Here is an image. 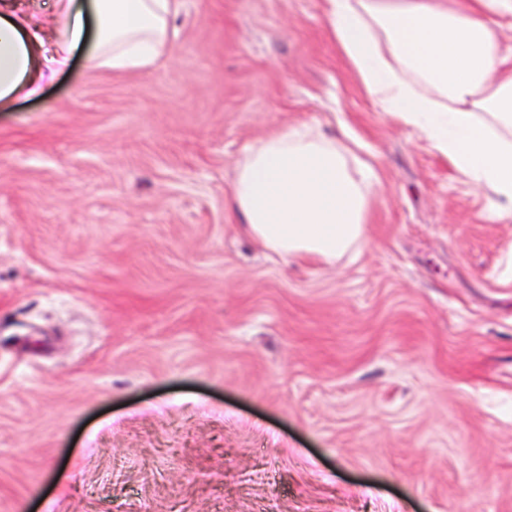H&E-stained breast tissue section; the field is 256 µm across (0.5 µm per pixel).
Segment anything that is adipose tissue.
Masks as SVG:
<instances>
[{
    "label": "adipose tissue",
    "mask_w": 512,
    "mask_h": 512,
    "mask_svg": "<svg viewBox=\"0 0 512 512\" xmlns=\"http://www.w3.org/2000/svg\"><path fill=\"white\" fill-rule=\"evenodd\" d=\"M180 0H56L51 23L0 0V107L36 94L86 48L95 69L146 71L170 48ZM336 44L375 107L418 128L512 208V0H325ZM354 150L297 126L252 147L227 203L284 259L326 263L364 240L378 179Z\"/></svg>",
    "instance_id": "adipose-tissue-1"
}]
</instances>
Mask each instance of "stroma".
I'll use <instances>...</instances> for the list:
<instances>
[{
  "mask_svg": "<svg viewBox=\"0 0 512 512\" xmlns=\"http://www.w3.org/2000/svg\"><path fill=\"white\" fill-rule=\"evenodd\" d=\"M0 110V512H512V216L379 111L324 0H183ZM349 134L365 244L255 245L272 132Z\"/></svg>",
  "mask_w": 512,
  "mask_h": 512,
  "instance_id": "stroma-1",
  "label": "stroma"
}]
</instances>
